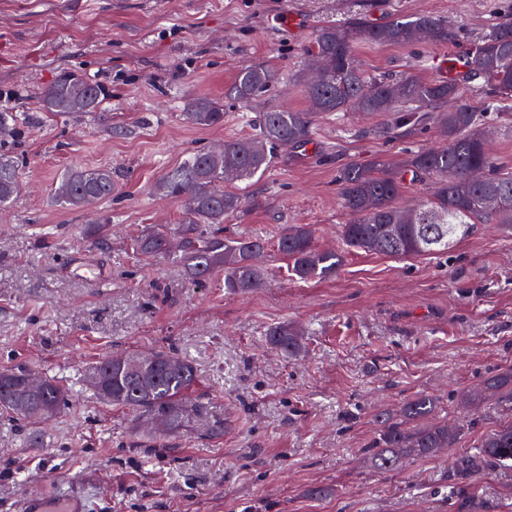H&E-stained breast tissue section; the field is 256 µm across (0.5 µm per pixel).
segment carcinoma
Here are the masks:
<instances>
[{
  "mask_svg": "<svg viewBox=\"0 0 512 512\" xmlns=\"http://www.w3.org/2000/svg\"><path fill=\"white\" fill-rule=\"evenodd\" d=\"M455 38L447 24L430 15L394 18L381 25L352 18L321 27L308 50L312 65L306 93L311 111L259 112L252 119V134L186 155L154 188L159 196L182 202L178 242L154 229L136 239V250L166 257L195 285L222 271L224 287L230 291L262 287L268 270L259 257L268 250V242L249 236L226 239L212 225L224 223V217L241 209L242 197L233 187L263 175L278 149L306 145L317 118L349 111L367 116L393 112L398 128L429 122L445 143L397 157L377 155L340 170L338 193L352 217L340 231L346 247L403 258L445 253L475 224H497L512 236V171L504 169L491 152L485 120L486 113L512 100V23H491L459 70L446 77L369 75L355 53L360 41L446 47ZM278 80V71L270 65L249 64L239 69L227 96L249 105L265 97ZM101 96L102 87L96 82L64 72L43 90L41 106L45 112L79 117L94 111ZM182 117L196 127H214L224 122V108L208 98H195ZM408 182L429 190L427 200L416 208L398 203ZM20 187L16 162L0 152L1 208L14 201ZM113 191L112 170L72 169L60 178L54 195L62 205L83 208L112 197ZM277 251L304 280L332 276L343 262L341 252L317 247L307 224L288 225L278 238ZM269 336L291 354L301 350L299 332L292 326H276ZM150 357L151 365L138 372L134 366L142 358L140 353L104 358L88 370L101 374L111 393L107 402L139 414L143 417L139 429L165 438L183 430L189 415L204 414L206 406L190 398L197 380L191 361L172 350H156ZM29 376L25 369L0 373V413L41 424L60 413L69 394L52 378L31 391ZM489 402L512 410V368L485 378L460 399L469 412ZM435 409L432 398L420 395L396 414L378 415L379 430L367 448L375 468L390 471L405 457L437 456L455 447L461 429L434 422ZM511 463L512 421L488 434L475 451L456 454L448 469V497L455 500L457 512H471L482 475Z\"/></svg>",
  "mask_w": 512,
  "mask_h": 512,
  "instance_id": "carcinoma-1",
  "label": "carcinoma"
}]
</instances>
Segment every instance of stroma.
<instances>
[{"instance_id": "obj_1", "label": "stroma", "mask_w": 512, "mask_h": 512, "mask_svg": "<svg viewBox=\"0 0 512 512\" xmlns=\"http://www.w3.org/2000/svg\"><path fill=\"white\" fill-rule=\"evenodd\" d=\"M418 15L446 21L458 40L359 43L368 73L421 75V54L462 62L493 18L512 22V0H0V113L37 116L0 137L22 176L0 213V371L22 367L71 389L43 447H29L31 425L0 415V512L63 482L84 488L89 512H455L457 448L384 474L366 448L379 412L426 394L455 423L464 391L512 367V237L479 224L444 255L343 249L335 275L306 282L275 249L289 224L342 249L350 216L339 169L439 146L436 128L406 132L388 115L340 112L318 119L306 146L279 149L223 224L225 236L269 242L262 288L228 291L220 273L196 287L130 246L143 229L179 224L181 202L154 186L185 153L249 135L265 109H309L301 72L322 25ZM258 62L279 69L278 87L250 108L225 100L240 67ZM63 71L105 87L95 112L40 111L42 90ZM197 97L223 101V125L184 121ZM97 167L112 170L111 198L82 209L56 202L65 172ZM103 222L112 234L101 242L86 227ZM283 322L304 333L298 356L269 341ZM159 348L194 363L192 395L207 406L161 440L138 435L133 413L103 404L84 381L99 358ZM216 422L223 433H212ZM314 486L330 496L309 497ZM478 502V512H512V470L484 477Z\"/></svg>"}]
</instances>
